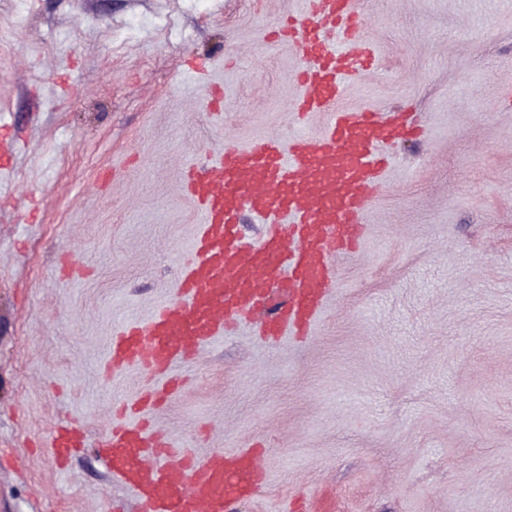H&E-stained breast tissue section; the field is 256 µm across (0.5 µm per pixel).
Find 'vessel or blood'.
<instances>
[{"label": "vessel or blood", "mask_w": 512, "mask_h": 512, "mask_svg": "<svg viewBox=\"0 0 512 512\" xmlns=\"http://www.w3.org/2000/svg\"><path fill=\"white\" fill-rule=\"evenodd\" d=\"M288 36L301 58L302 92L292 106L298 133L285 142L225 144L191 175L185 190L205 219L175 297L113 336V366L133 363L156 375L242 324L259 325L275 340L311 335L321 318L336 286L332 262L358 248L384 174L396 163L387 147L412 136L413 127L404 112L333 107L379 62L356 0H308ZM320 112L325 129L306 134L309 117ZM245 213L264 225L260 241L238 235ZM100 448L112 475L135 491L139 512H235L267 479L254 450L200 458L119 413Z\"/></svg>", "instance_id": "obj_1"}]
</instances>
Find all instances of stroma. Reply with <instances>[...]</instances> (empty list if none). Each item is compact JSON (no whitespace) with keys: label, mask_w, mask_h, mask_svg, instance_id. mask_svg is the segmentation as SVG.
Instances as JSON below:
<instances>
[{"label":"stroma","mask_w":512,"mask_h":512,"mask_svg":"<svg viewBox=\"0 0 512 512\" xmlns=\"http://www.w3.org/2000/svg\"><path fill=\"white\" fill-rule=\"evenodd\" d=\"M382 64L340 110L409 108L307 340L249 325L146 412L198 455L262 447L239 512H512V0H357ZM307 0H0V512H136L96 445L158 386L113 336L175 296L191 168L296 131ZM86 446L58 464L50 436Z\"/></svg>","instance_id":"1"}]
</instances>
